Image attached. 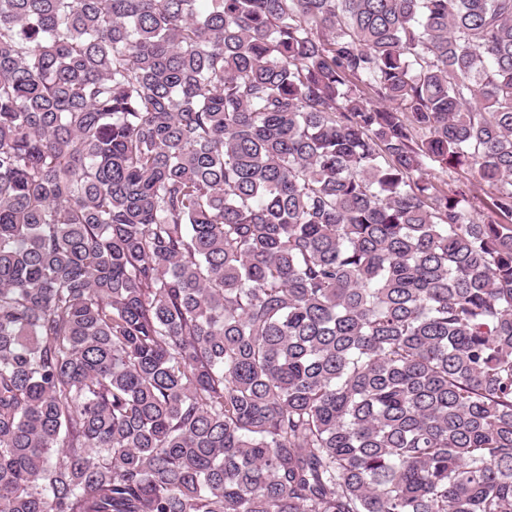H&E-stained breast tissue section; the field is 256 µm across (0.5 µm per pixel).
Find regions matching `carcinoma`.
<instances>
[{
  "label": "carcinoma",
  "instance_id": "cac0c4a2",
  "mask_svg": "<svg viewBox=\"0 0 512 512\" xmlns=\"http://www.w3.org/2000/svg\"><path fill=\"white\" fill-rule=\"evenodd\" d=\"M0 512H512V0H0ZM427 174L430 180L444 190L448 189L449 183L453 189L461 187L468 193L483 194V191H481L483 184L479 183L466 169H457L456 172L454 170H448L446 172L436 167L430 169Z\"/></svg>",
  "mask_w": 512,
  "mask_h": 512
}]
</instances>
